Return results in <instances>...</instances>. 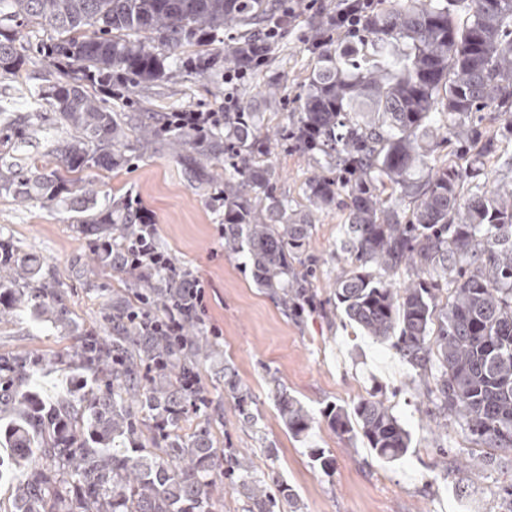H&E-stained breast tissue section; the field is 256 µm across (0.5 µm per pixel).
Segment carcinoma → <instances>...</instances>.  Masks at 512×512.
Instances as JSON below:
<instances>
[{
    "mask_svg": "<svg viewBox=\"0 0 512 512\" xmlns=\"http://www.w3.org/2000/svg\"><path fill=\"white\" fill-rule=\"evenodd\" d=\"M342 43L316 44L317 67L300 105L298 149L336 176L315 175L308 200L348 199L343 249L354 266L336 282V307L371 339L390 343L419 374L434 373L443 413L472 440L512 450V189L489 187L485 161L512 138V124L485 137L474 130L470 157L429 167L434 148L462 136L477 112L512 109V0H382ZM268 0H0V80L32 56L54 76L30 92L31 112L0 108V195L74 214V221L121 242L147 224L127 201L100 203L85 171L112 169L128 122L87 91L112 84L135 89L169 78L167 60L186 46L198 73L219 59L241 61L254 37L215 48L226 27L266 19ZM53 36L24 46L20 30ZM139 142L165 145L191 182L224 207V247L245 253L257 287L285 311L316 302L290 259L305 249L309 225L277 198L259 122L240 112L200 132L163 116L139 123ZM30 143L54 161L46 168L18 157ZM240 159L219 186L212 168L224 154ZM400 285L383 277L400 270ZM149 292L158 305L182 296L177 284L147 272L133 288H116L105 308V335L88 328L65 361L93 373L78 391L48 409L31 388L24 353L0 355V445L14 450L17 480L8 512H216L212 486L226 472L244 512L299 507L282 483L271 489L253 461L224 450L205 429L182 432L187 397L182 373L209 361L215 346L196 323L181 347L127 311ZM28 312L64 329L76 324L51 269L36 255L0 243V318ZM224 385L241 421L255 424L247 389L229 365ZM289 433L307 437L312 413L270 380ZM336 435L360 437L379 461L408 451L410 432L373 393L351 410L321 411ZM227 470L221 471V462Z\"/></svg>",
    "mask_w": 512,
    "mask_h": 512,
    "instance_id": "cac0c4a2",
    "label": "carcinoma"
}]
</instances>
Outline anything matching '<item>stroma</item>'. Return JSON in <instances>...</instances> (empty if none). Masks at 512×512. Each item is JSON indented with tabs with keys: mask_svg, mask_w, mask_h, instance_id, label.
<instances>
[{
	"mask_svg": "<svg viewBox=\"0 0 512 512\" xmlns=\"http://www.w3.org/2000/svg\"><path fill=\"white\" fill-rule=\"evenodd\" d=\"M337 2L323 0L320 9L288 24V0H275L274 16L282 26L263 65L242 78L228 80L232 66L225 62L205 74L184 68V61L194 55L193 48L186 47L170 78L112 99L116 112L169 113L220 112L231 97L257 113L269 146L264 161L273 168L276 195L310 224L309 243L293 265L311 273L315 311L295 319L257 288L250 261L225 249L217 235L224 213L214 206L210 190L190 184L168 152L143 149L135 136H128L122 166L94 171L93 188L101 197L140 201L158 228L162 248L207 282L209 316L223 331L216 355L200 370L213 400L211 413L224 417L213 425L212 434L218 447L250 455L258 474L291 486L300 512H506L508 505L497 490L512 484V451L496 452L485 467L457 470L456 460L474 447L458 421L449 419L447 430L436 431L431 419L437 401L427 394L422 378L388 344L362 336L332 301L336 281L351 270L341 249L344 204L320 210L310 205L306 182L320 168L292 149L288 135L316 65L315 43L327 36L337 41L344 37L328 26ZM49 72L40 61L27 64L18 80L0 83V100L13 111H29L19 85L42 84ZM92 237L73 223L70 213L0 196V240L53 268L82 328L99 326L111 289L131 282L127 275L111 276L98 268ZM71 342L67 332L48 322L33 324L24 313L0 322V355L22 351L38 361L42 384L37 392L49 407L56 403V387L76 385L79 379L77 371L57 361ZM228 366L252 398L257 427L242 423L237 400L224 387ZM273 377L316 413L309 437L288 433L270 394ZM372 393L389 400L411 434L407 454L397 461L379 462L360 440L340 439L318 415L328 405L352 408ZM313 448L333 459L330 472L312 461Z\"/></svg>",
	"mask_w": 512,
	"mask_h": 512,
	"instance_id": "1",
	"label": "stroma"
}]
</instances>
